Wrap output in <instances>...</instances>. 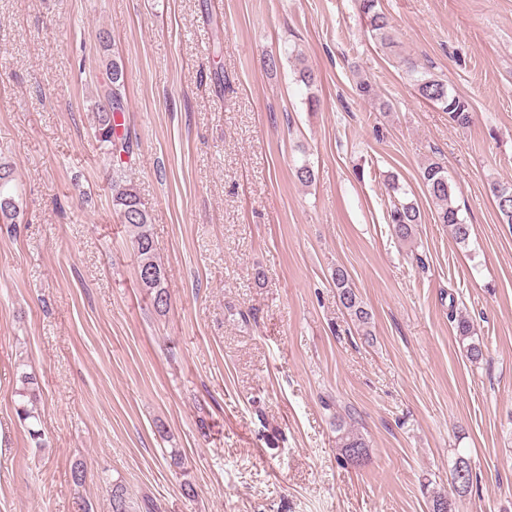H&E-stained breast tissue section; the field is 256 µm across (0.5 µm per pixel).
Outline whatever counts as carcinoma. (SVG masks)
<instances>
[{"instance_id": "carcinoma-1", "label": "carcinoma", "mask_w": 512, "mask_h": 512, "mask_svg": "<svg viewBox=\"0 0 512 512\" xmlns=\"http://www.w3.org/2000/svg\"><path fill=\"white\" fill-rule=\"evenodd\" d=\"M356 2L371 36L383 49L393 54L397 53L399 43L395 38L393 25L388 16L377 8L378 0H356ZM400 62L405 67L407 75L412 78L420 96L448 113L451 123L466 127L472 122V108L465 97L449 90L444 80L419 70V65L413 58L402 56ZM104 63L106 79L104 84L99 86L94 109L97 112V137L101 143L105 144L109 153L117 158L110 178L112 203L116 207L120 222L127 225L131 233V245L137 256L140 284L152 295L155 308L162 310L168 306L169 296L166 287V271L158 261L156 253L151 217L140 195L127 180L126 170L120 160L121 153L130 152L129 142L118 132L120 123L117 121V115L124 111L125 76L116 59L106 57ZM420 176L429 195L435 200L438 223L448 227L456 243L463 245L468 243L471 225L462 222L457 207L453 205L452 195L455 186L449 181L442 162L432 159L427 161L421 168ZM13 181H15L13 167L7 162H1L0 222L3 224H17L23 216V202L13 189ZM499 188L512 190V184L494 181L489 185L490 194L493 196L502 223L512 224V199L498 195ZM420 223H422V215L417 206L398 199L392 201L388 212V224L392 235L398 240L413 241L416 227ZM147 269H152L156 273V278L151 282L144 279V272ZM331 279L337 289L342 307L354 319L363 335H371L372 315L351 287L347 271L338 266L333 269ZM448 318L455 322L457 336L464 342L463 350L467 359L472 362L481 360L483 352L480 344L471 341L473 325L470 318L454 313L452 304L449 305ZM20 383L21 387L17 391L20 397L17 414L26 421L33 417V410L29 405L37 400L39 385L36 376L26 371L21 373ZM350 418L352 413L348 410L346 417H336L334 427L342 462L354 466L356 462L350 456V452L355 449L366 452L369 444L361 432L348 426L347 420ZM474 478L470 459L462 454L457 455L450 469L451 493H433L429 500V512H455L456 498L465 497L472 491ZM111 509L112 512H131L127 490L118 482L112 484Z\"/></svg>"}]
</instances>
